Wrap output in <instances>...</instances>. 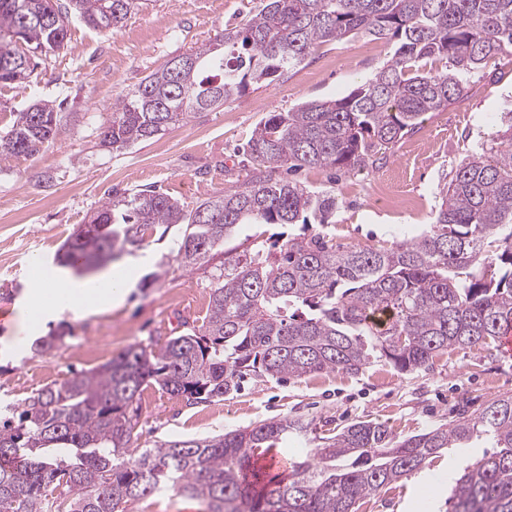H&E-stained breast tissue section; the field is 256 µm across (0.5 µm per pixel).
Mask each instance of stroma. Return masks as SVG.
<instances>
[{"instance_id":"35a3bbf8","label":"stroma","mask_w":512,"mask_h":512,"mask_svg":"<svg viewBox=\"0 0 512 512\" xmlns=\"http://www.w3.org/2000/svg\"><path fill=\"white\" fill-rule=\"evenodd\" d=\"M260 0H142L124 26L109 34L70 18L61 50L43 57L31 82L0 88V134L15 112L39 100L62 102L68 121L39 154L0 160V403L21 405L32 392L66 381L76 370L105 363L135 343L160 349L184 324L201 325L213 264L186 269L170 253L181 229L157 230L144 249L118 259L128 273L121 305L88 316L62 313L70 325L65 345L36 357L21 305L33 285L34 263L57 281L74 268L53 257L108 193L158 187L195 205L241 185L252 173L240 152L272 112L348 95L393 56L394 41L367 34L317 47L287 75L250 86L239 98L202 112L185 126L114 151L100 143L113 102L171 57L214 40L260 8ZM512 109V55H499L467 83L445 111L430 113L398 140L387 158L360 174L304 168L277 169L339 202L332 224H271L273 237L326 232L336 243L387 248L432 223L438 190L479 145L490 144L502 112ZM512 394V358L497 349H455L414 372L384 361L361 372L328 371L284 380L262 377L224 399L188 404L155 387L141 395L133 431L142 448L156 442L218 435L284 416L311 421L317 431L363 419L387 423L405 437L446 425L460 409L479 414L488 401ZM482 446L451 448L408 478L365 500L359 512H449V465L482 457Z\"/></svg>"}]
</instances>
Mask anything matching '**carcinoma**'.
<instances>
[{
    "instance_id": "1",
    "label": "carcinoma",
    "mask_w": 512,
    "mask_h": 512,
    "mask_svg": "<svg viewBox=\"0 0 512 512\" xmlns=\"http://www.w3.org/2000/svg\"><path fill=\"white\" fill-rule=\"evenodd\" d=\"M139 0H0V87L32 77L37 53L64 46L73 15L102 33ZM369 34L397 40L392 60L339 99L272 112L243 153L266 169L358 174L431 112L460 98L464 75L512 52V0H263L244 23L166 61L123 98L101 144L121 151L214 111L253 84L282 76L318 46ZM423 59L445 70L423 71ZM67 113L40 100L0 135V158L32 156L52 142ZM457 167L439 191L428 229L387 249L341 247L317 233L267 245L253 235L224 254L213 275L207 320L160 351L131 345L108 362L45 386L23 407L0 409V512H127L172 489L205 512H358L359 502L418 469L445 448L485 439L491 453L452 473L451 512H512V395L478 416L399 438L358 420L327 436L278 477L257 467L274 448L308 437L312 424L273 419L213 437L132 446L143 386L190 404L241 390L251 379L341 370L371 361L402 372L450 348L491 347L512 331V113ZM338 203L258 170L246 182L187 209L159 188L115 193L57 253L99 265L143 247L158 225H181L173 242L186 267L210 262L239 224L331 223ZM63 327L33 353L65 344Z\"/></svg>"
}]
</instances>
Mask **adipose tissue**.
<instances>
[{"label": "adipose tissue", "instance_id": "adipose-tissue-1", "mask_svg": "<svg viewBox=\"0 0 512 512\" xmlns=\"http://www.w3.org/2000/svg\"><path fill=\"white\" fill-rule=\"evenodd\" d=\"M126 284L125 276L115 271L102 279L77 286L40 282L28 297L27 329L37 332L46 318L67 310L89 313L101 307L120 305L125 298Z\"/></svg>", "mask_w": 512, "mask_h": 512}]
</instances>
